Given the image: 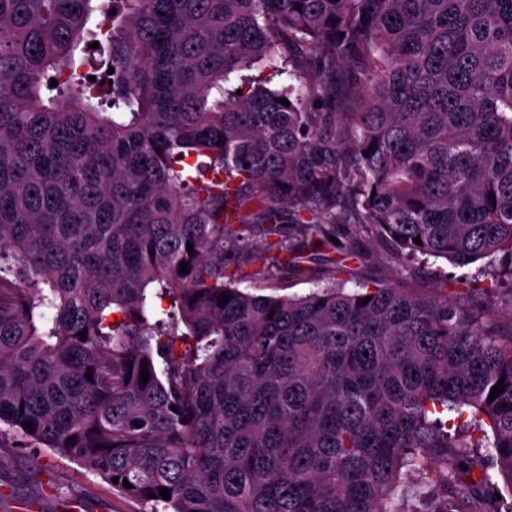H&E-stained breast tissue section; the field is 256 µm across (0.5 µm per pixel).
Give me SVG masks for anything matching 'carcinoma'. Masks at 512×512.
Here are the masks:
<instances>
[{
  "label": "carcinoma",
  "mask_w": 512,
  "mask_h": 512,
  "mask_svg": "<svg viewBox=\"0 0 512 512\" xmlns=\"http://www.w3.org/2000/svg\"><path fill=\"white\" fill-rule=\"evenodd\" d=\"M285 223L512 253V0H0V424L149 512H404L411 473L512 512V339L241 290L300 263ZM265 225L264 224H244L241 233L243 241L239 249H229L228 258H234L237 261L240 257L252 250L262 249L265 246Z\"/></svg>",
  "instance_id": "obj_1"
}]
</instances>
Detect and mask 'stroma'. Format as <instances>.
<instances>
[{
	"label": "stroma",
	"mask_w": 512,
	"mask_h": 512,
	"mask_svg": "<svg viewBox=\"0 0 512 512\" xmlns=\"http://www.w3.org/2000/svg\"><path fill=\"white\" fill-rule=\"evenodd\" d=\"M304 257L298 267H281L259 284L263 295L305 294L327 286L341 248H353L342 278L348 291L360 285L394 284L415 294L452 301L463 312L492 323L501 337L512 336V254L497 253L466 267L442 258L405 261L374 229L336 225L340 248L317 249L294 225L282 227ZM0 505L8 512L33 506L35 512H144L139 502L113 490L99 475L51 449L25 445L12 433L0 434Z\"/></svg>",
	"instance_id": "obj_1"
}]
</instances>
